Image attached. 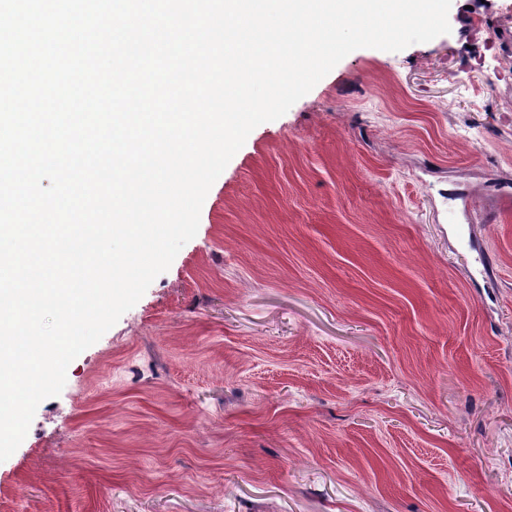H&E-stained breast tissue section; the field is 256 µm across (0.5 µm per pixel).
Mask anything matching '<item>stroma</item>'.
Masks as SVG:
<instances>
[{
  "instance_id": "stroma-1",
  "label": "stroma",
  "mask_w": 512,
  "mask_h": 512,
  "mask_svg": "<svg viewBox=\"0 0 512 512\" xmlns=\"http://www.w3.org/2000/svg\"><path fill=\"white\" fill-rule=\"evenodd\" d=\"M449 23L249 134L0 512H512V0Z\"/></svg>"
}]
</instances>
